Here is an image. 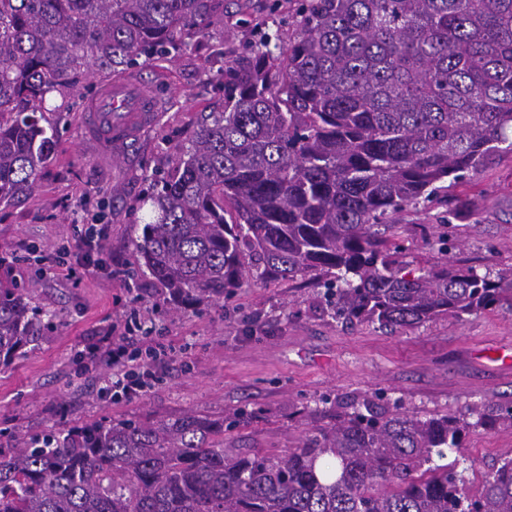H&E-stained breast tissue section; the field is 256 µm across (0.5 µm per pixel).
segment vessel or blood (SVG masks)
<instances>
[{
    "instance_id": "b4317fda",
    "label": "vessel or blood",
    "mask_w": 512,
    "mask_h": 512,
    "mask_svg": "<svg viewBox=\"0 0 512 512\" xmlns=\"http://www.w3.org/2000/svg\"><path fill=\"white\" fill-rule=\"evenodd\" d=\"M157 110L158 101L150 88L131 77L119 76L86 98L80 123L88 141L119 160Z\"/></svg>"
}]
</instances>
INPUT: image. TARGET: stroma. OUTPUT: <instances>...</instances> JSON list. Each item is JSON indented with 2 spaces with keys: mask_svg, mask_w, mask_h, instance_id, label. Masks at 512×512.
<instances>
[{
  "mask_svg": "<svg viewBox=\"0 0 512 512\" xmlns=\"http://www.w3.org/2000/svg\"><path fill=\"white\" fill-rule=\"evenodd\" d=\"M292 0H224L200 42L176 56L131 69L162 100L123 159L103 157L85 141L84 99L102 80L92 75L46 98L43 127L56 128L52 161L34 191L0 204V278L16 280L31 305L51 313L43 338L0 369V444L51 426L95 420H162L196 412L251 417L224 434L228 448L281 451L322 424L325 396L377 389L421 416L464 411L479 402H512V373L496 357L512 351V310L495 308L416 328L345 325L318 305L316 281L297 277L244 287L228 300L173 311L162 290L138 272L131 202L168 173L191 145L204 115L224 109L225 64L248 56L264 31L292 34ZM105 220L102 270L56 265L85 225ZM396 239L416 266L442 264L433 241L448 232L457 266L512 270V153L494 158L469 182L441 191L427 206L394 218ZM105 335L134 336L151 354V386L131 400L112 397V368L83 359ZM512 449V427L472 431L467 479L478 480Z\"/></svg>",
  "mask_w": 512,
  "mask_h": 512,
  "instance_id": "obj_1",
  "label": "stroma"
}]
</instances>
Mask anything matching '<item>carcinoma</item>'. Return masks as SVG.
Returning <instances> with one entry per match:
<instances>
[{
  "instance_id": "carcinoma-1",
  "label": "carcinoma",
  "mask_w": 512,
  "mask_h": 512,
  "mask_svg": "<svg viewBox=\"0 0 512 512\" xmlns=\"http://www.w3.org/2000/svg\"><path fill=\"white\" fill-rule=\"evenodd\" d=\"M224 0H0V203L31 194L55 140L37 113L91 72L118 76L203 36ZM224 70L161 190L138 200L139 266L174 310L246 282H323L336 318L411 328L508 305L512 278L406 271L376 228L512 148V0H301L275 55ZM42 311L0 279V366L40 339ZM224 423L62 426L0 445V512H512V457L472 487L460 460L512 404L426 417L382 392L284 452L224 447Z\"/></svg>"
}]
</instances>
